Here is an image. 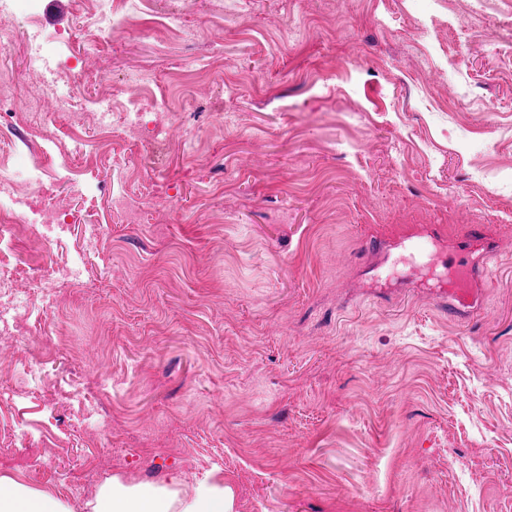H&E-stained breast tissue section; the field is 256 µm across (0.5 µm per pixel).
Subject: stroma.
I'll return each instance as SVG.
<instances>
[{"label": "stroma", "mask_w": 512, "mask_h": 512, "mask_svg": "<svg viewBox=\"0 0 512 512\" xmlns=\"http://www.w3.org/2000/svg\"><path fill=\"white\" fill-rule=\"evenodd\" d=\"M149 0L196 25L85 56L88 101L162 52L198 70L173 111L103 141L92 110L44 154L70 233L29 213L0 262L29 294L48 261L85 272L0 335V474L74 512L106 479L222 471L234 512H512V0ZM223 67L210 66L212 48ZM21 115L28 60L0 51ZM82 195L68 191L73 176ZM467 241L476 302L395 243ZM52 333L33 338L36 316ZM71 383L97 392L84 406Z\"/></svg>", "instance_id": "obj_1"}]
</instances>
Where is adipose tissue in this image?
<instances>
[{
	"instance_id": "obj_1",
	"label": "adipose tissue",
	"mask_w": 512,
	"mask_h": 512,
	"mask_svg": "<svg viewBox=\"0 0 512 512\" xmlns=\"http://www.w3.org/2000/svg\"><path fill=\"white\" fill-rule=\"evenodd\" d=\"M91 512H233V493L224 477L210 473L193 485L179 474L159 483L113 476L101 485ZM0 512H74L73 506L47 490L30 487L21 476L0 475Z\"/></svg>"
}]
</instances>
